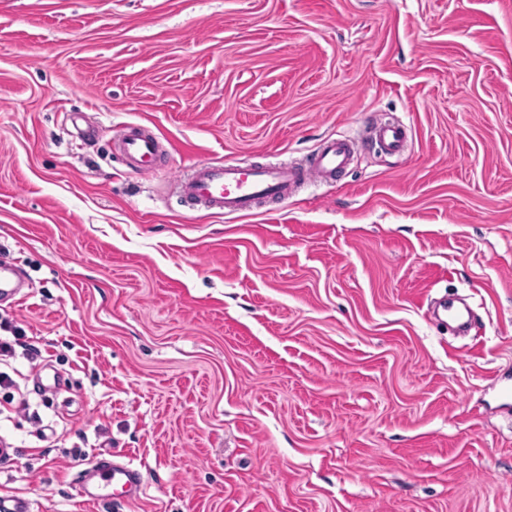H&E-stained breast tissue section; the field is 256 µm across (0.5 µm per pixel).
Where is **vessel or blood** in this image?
Instances as JSON below:
<instances>
[{"mask_svg":"<svg viewBox=\"0 0 512 512\" xmlns=\"http://www.w3.org/2000/svg\"><path fill=\"white\" fill-rule=\"evenodd\" d=\"M375 144L401 155L407 147V128L395 121L373 126ZM113 146L127 167L143 175L158 171V138L136 124L116 132ZM355 144L347 138L325 140L313 157L298 165H251L234 159L221 162L200 160L178 181L181 197L191 207L212 213L249 214L269 201L293 197L295 191L312 184H331L350 165ZM142 490V475L131 464L98 454L86 469L79 495L88 503L100 504L118 498L133 499Z\"/></svg>","mask_w":512,"mask_h":512,"instance_id":"b4317fda","label":"vessel or blood"}]
</instances>
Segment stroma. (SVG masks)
Returning <instances> with one entry per match:
<instances>
[{
	"instance_id": "35a3bbf8",
	"label": "stroma",
	"mask_w": 512,
	"mask_h": 512,
	"mask_svg": "<svg viewBox=\"0 0 512 512\" xmlns=\"http://www.w3.org/2000/svg\"><path fill=\"white\" fill-rule=\"evenodd\" d=\"M131 122L156 175L113 150ZM329 136L336 187L175 189ZM0 263V489L34 512H512V0H0ZM455 297L463 338L427 310ZM105 451L139 499L82 503ZM373 142L387 151L403 155L406 151L407 127L395 121L380 122L372 126ZM355 144L348 138L325 140L306 163L251 165L235 159L200 160L178 180L191 207L212 213L249 214L267 201L288 200L312 184H332L350 165Z\"/></svg>"
}]
</instances>
